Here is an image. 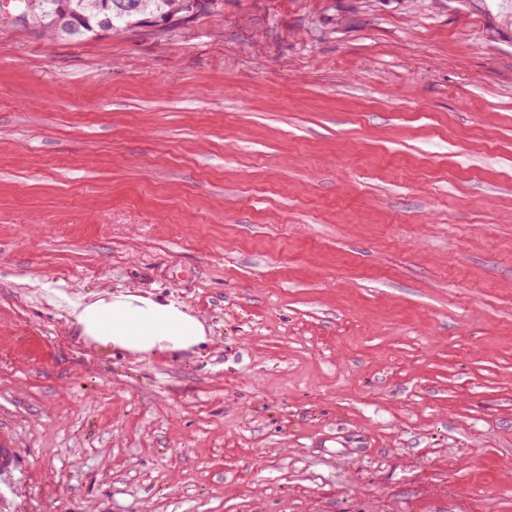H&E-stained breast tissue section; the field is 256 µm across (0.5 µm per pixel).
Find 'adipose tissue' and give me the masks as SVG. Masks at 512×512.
Listing matches in <instances>:
<instances>
[{
	"label": "adipose tissue",
	"mask_w": 512,
	"mask_h": 512,
	"mask_svg": "<svg viewBox=\"0 0 512 512\" xmlns=\"http://www.w3.org/2000/svg\"><path fill=\"white\" fill-rule=\"evenodd\" d=\"M76 320L84 335L140 353L163 346L185 349L204 337L202 324L180 305L131 295L80 304Z\"/></svg>",
	"instance_id": "ef3b65f1"
}]
</instances>
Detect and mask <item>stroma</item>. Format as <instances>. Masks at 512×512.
Masks as SVG:
<instances>
[{"mask_svg":"<svg viewBox=\"0 0 512 512\" xmlns=\"http://www.w3.org/2000/svg\"><path fill=\"white\" fill-rule=\"evenodd\" d=\"M0 438V512H512V0L0 23ZM85 336L140 353L154 348L185 349L203 341V325L174 302L160 304L131 295L77 306Z\"/></svg>","mask_w":512,"mask_h":512,"instance_id":"1","label":"stroma"}]
</instances>
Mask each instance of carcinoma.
Listing matches in <instances>:
<instances>
[{
    "label": "carcinoma",
    "mask_w": 512,
    "mask_h": 512,
    "mask_svg": "<svg viewBox=\"0 0 512 512\" xmlns=\"http://www.w3.org/2000/svg\"><path fill=\"white\" fill-rule=\"evenodd\" d=\"M75 0H17L34 27L49 38L80 39L103 32L138 29L156 22L186 24L194 19L190 0H137L139 8L123 11L116 0H82L87 7L73 10Z\"/></svg>",
    "instance_id": "obj_1"
}]
</instances>
